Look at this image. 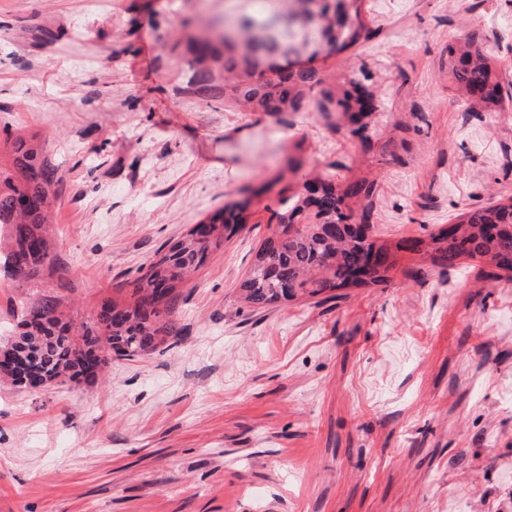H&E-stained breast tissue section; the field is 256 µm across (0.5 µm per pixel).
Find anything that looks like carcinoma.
Returning <instances> with one entry per match:
<instances>
[{
	"mask_svg": "<svg viewBox=\"0 0 512 512\" xmlns=\"http://www.w3.org/2000/svg\"><path fill=\"white\" fill-rule=\"evenodd\" d=\"M306 0H243L235 13L216 22L197 19L201 34L188 38L192 55L189 84L203 99L224 97L242 112L276 115L296 111L304 97L322 84L313 68H280L306 50L311 55L330 45L347 48L367 29L358 0H348L351 24L298 30L281 28ZM467 61L456 80L469 89H487L500 97L501 87L486 54L475 43L464 51ZM342 107L350 120L353 105L346 91H320L313 109L325 114ZM9 160L0 162V260L11 279L29 288L21 303L13 341L3 353L26 363L34 384L50 388L81 376L91 377L112 357L133 359L170 350L183 333L179 312L186 278L224 250L245 222L246 203H234L193 225L179 239L159 248L139 276L118 285L130 299L107 298L93 314L77 322L65 309L62 290L72 289L68 262L56 250L52 214L62 177L49 161L37 135H6ZM361 182L341 189L321 183L316 198L284 196L273 212L277 223L255 252L238 286V300L252 311L347 286L379 285L393 267L387 248L369 241L368 211L355 216L345 200L370 196ZM406 248L425 252L434 264L452 267L461 258H480L512 271V202L478 208L463 215L453 230L429 240L413 239Z\"/></svg>",
	"mask_w": 512,
	"mask_h": 512,
	"instance_id": "1",
	"label": "carcinoma"
}]
</instances>
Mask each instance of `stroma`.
<instances>
[{
	"label": "stroma",
	"mask_w": 512,
	"mask_h": 512,
	"mask_svg": "<svg viewBox=\"0 0 512 512\" xmlns=\"http://www.w3.org/2000/svg\"><path fill=\"white\" fill-rule=\"evenodd\" d=\"M204 0H0V128L59 166L75 318L225 205L246 224L186 284L178 347L49 389L0 384V512H512V273L397 250L390 280L261 312L236 287L281 193L365 179L395 246L512 199V100L462 95L449 47L512 82V0H361L310 62L370 93L361 132L189 88Z\"/></svg>",
	"instance_id": "35a3bbf8"
}]
</instances>
